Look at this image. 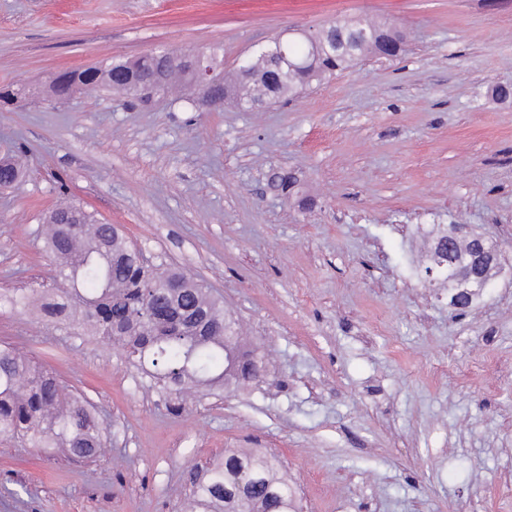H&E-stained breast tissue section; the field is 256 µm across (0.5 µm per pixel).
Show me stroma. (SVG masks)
Masks as SVG:
<instances>
[{
    "mask_svg": "<svg viewBox=\"0 0 512 512\" xmlns=\"http://www.w3.org/2000/svg\"><path fill=\"white\" fill-rule=\"evenodd\" d=\"M386 21L407 51L285 104L147 106L96 89L0 108V289L52 275L38 230L60 202L121 225L224 302L267 376L171 412L117 348L35 307L0 341L98 407L89 462L0 441V512H183L195 467L279 455L302 512H512V0H0V86L157 47L240 66L286 29ZM297 179L293 195L274 173ZM473 224L503 269L465 311L424 288L418 225Z\"/></svg>",
    "mask_w": 512,
    "mask_h": 512,
    "instance_id": "stroma-1",
    "label": "stroma"
}]
</instances>
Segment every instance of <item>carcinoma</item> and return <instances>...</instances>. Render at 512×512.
I'll return each mask as SVG.
<instances>
[{
  "label": "carcinoma",
  "instance_id": "carcinoma-1",
  "mask_svg": "<svg viewBox=\"0 0 512 512\" xmlns=\"http://www.w3.org/2000/svg\"><path fill=\"white\" fill-rule=\"evenodd\" d=\"M339 19L328 27L288 41L295 67L279 71V62L257 54L248 72L224 77L263 100H292L314 81L330 78L378 57L387 42L405 45L404 36L388 23L359 18ZM338 40L336 49L318 50L320 39ZM207 66L224 72V49L202 53ZM142 83L158 75L155 51L129 60H107L82 70L58 74L46 98L61 93V84L92 85L117 91L138 101L125 71ZM191 82L183 70H172L154 85L167 94ZM37 95L20 85L0 90L11 102ZM23 171L9 155L0 156V188L16 185ZM44 242L55 269L50 291L58 299L43 305L45 316L67 329L75 326L123 350L150 388L166 399L193 387L205 395L215 389L240 386L254 379L257 358L239 350L228 367L226 347H238L234 322L221 300L202 282L177 287L183 272L141 265L138 248L116 224H101L80 206L60 204L44 218ZM0 440L17 448H36L48 457L60 452L94 459L105 452L106 436L98 412L82 394L68 386L27 353L0 343ZM204 479L193 482L191 512H296L295 488L278 457L260 448L227 450L224 459L203 469Z\"/></svg>",
  "mask_w": 512,
  "mask_h": 512
}]
</instances>
